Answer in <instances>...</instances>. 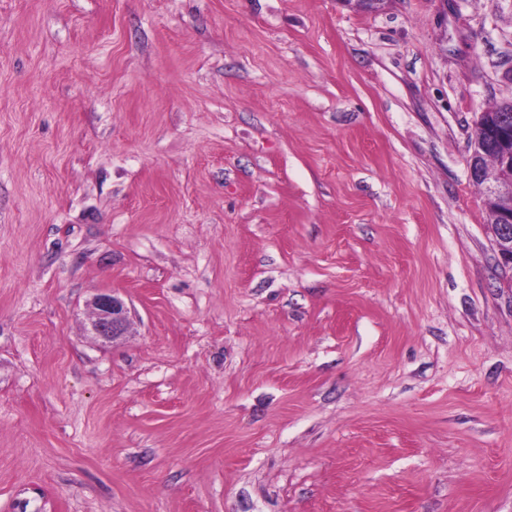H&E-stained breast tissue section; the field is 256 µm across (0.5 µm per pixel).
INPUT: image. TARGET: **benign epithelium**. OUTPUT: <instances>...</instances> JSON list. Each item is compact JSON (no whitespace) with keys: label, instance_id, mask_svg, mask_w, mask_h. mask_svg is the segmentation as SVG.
<instances>
[{"label":"benign epithelium","instance_id":"benign-epithelium-1","mask_svg":"<svg viewBox=\"0 0 512 512\" xmlns=\"http://www.w3.org/2000/svg\"><path fill=\"white\" fill-rule=\"evenodd\" d=\"M470 178L481 186L484 202L492 211L497 235L495 248L501 264L512 269V136L493 143L478 138L467 159ZM88 331L103 340H115L130 328L129 308L113 292H101L92 300Z\"/></svg>","mask_w":512,"mask_h":512}]
</instances>
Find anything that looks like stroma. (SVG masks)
Here are the masks:
<instances>
[{
  "mask_svg": "<svg viewBox=\"0 0 512 512\" xmlns=\"http://www.w3.org/2000/svg\"><path fill=\"white\" fill-rule=\"evenodd\" d=\"M510 100L512 0H0V512H512ZM503 137L494 146L492 141L479 136L467 159V167L472 181L483 189L487 208L498 220L495 248L501 264L512 269V130L511 135L509 132ZM495 153L499 157L497 161L493 160ZM92 317L88 331L103 340L124 336L130 328L129 308L114 292H101L92 300Z\"/></svg>",
  "mask_w": 512,
  "mask_h": 512,
  "instance_id": "1",
  "label": "stroma"
}]
</instances>
